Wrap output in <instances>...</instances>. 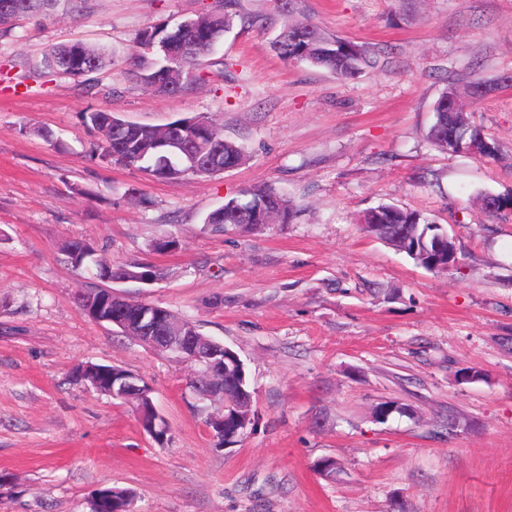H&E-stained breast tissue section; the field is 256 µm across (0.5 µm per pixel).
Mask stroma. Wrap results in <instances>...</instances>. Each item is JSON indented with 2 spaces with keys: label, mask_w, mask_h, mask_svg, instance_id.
I'll list each match as a JSON object with an SVG mask.
<instances>
[{
  "label": "stroma",
  "mask_w": 512,
  "mask_h": 512,
  "mask_svg": "<svg viewBox=\"0 0 512 512\" xmlns=\"http://www.w3.org/2000/svg\"><path fill=\"white\" fill-rule=\"evenodd\" d=\"M210 0H89L0 33V512H91L104 488L133 512H512V0H235L233 24L200 80L168 97L127 75L145 29ZM366 45L375 67L339 79L282 60L286 19ZM111 48L112 97L79 77L20 79L52 46ZM496 90L469 105L495 159L444 154L425 138L449 85ZM164 124L203 114L245 161L214 176L158 180L91 156L81 112ZM46 128L59 138L34 135ZM271 184L297 205L289 224L213 232L203 217ZM381 203L447 230V273L367 235ZM176 237L170 252L153 244ZM91 243L111 262L164 276L115 284L195 323L244 361L258 424L216 448L193 409L185 363L81 313L94 269L61 248ZM87 363L144 377L169 426L159 442L134 407L77 383ZM398 404L378 420L377 405ZM333 476L318 474L323 458Z\"/></svg>",
  "instance_id": "obj_1"
}]
</instances>
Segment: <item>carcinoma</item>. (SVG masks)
Listing matches in <instances>:
<instances>
[{"mask_svg":"<svg viewBox=\"0 0 512 512\" xmlns=\"http://www.w3.org/2000/svg\"><path fill=\"white\" fill-rule=\"evenodd\" d=\"M60 0H0V32L11 30L13 21L25 15L52 13ZM232 0H214L198 20L205 28L212 31H225L231 26L232 15L228 8ZM274 50L285 60L305 61L335 74L336 77L347 79L360 74L366 67H374L376 60L373 50L357 45L346 39L324 36L319 28L308 20L288 22L276 34L272 41ZM138 53L134 55V69L131 75L142 84L156 85V92L161 95L177 96L189 89L200 79L198 66L210 57L213 51L208 44L201 42L195 51L183 57L182 69L170 70V61L160 48H147L143 40L137 41ZM71 45L51 47L43 56V73L47 77L66 74L68 70L64 60L69 55ZM88 59V70L91 74L84 80L85 89L89 92L98 89V75L112 65V52L107 48L91 49L84 47ZM494 82L476 77L462 86H450L436 101L433 112L434 120L426 132V139L437 150L443 153H469L482 158H495L498 145L490 140L482 130L471 124L463 99L477 97V89L492 86ZM85 124L101 134V140L92 144L90 153L104 159L134 166L148 172L157 179H171L185 173L162 162L165 144L163 138L169 133V125H147L128 123L125 126H112V112L95 109L81 114ZM183 141L193 145L198 141L208 144L212 157L210 175L224 172V167L235 166L245 156L243 145L224 139L214 125L203 127V132H185ZM250 197L254 201L269 202L284 209L288 220H293L296 205L288 196L268 184L251 186L242 191L240 196L224 201V204L207 213L202 224L215 231L222 232L231 226L240 231L251 229L248 215L243 210L242 199ZM368 212L379 216L378 223L382 227L362 226L368 235L374 238L394 236L406 232L409 239L407 254L420 265L430 271L445 272L447 268L437 265L433 260L434 252L440 248L444 251L456 250L455 243L448 239V233L441 226L430 223L417 211L399 208L391 204H380L368 209ZM86 243L72 240L62 249L63 262L75 270L81 269L89 262L97 267L98 278L112 282V277L127 270L145 272L152 279L159 280L163 272L150 262H133L113 265L108 262L93 260L95 252L85 250ZM250 390L246 370L238 371V378L227 374L224 382L208 390V393L224 399L225 432L243 435L255 425V411L248 407V398L241 390ZM121 504L132 501V493L126 489H113V497L105 502L96 501L92 512H112V500Z\"/></svg>","mask_w":512,"mask_h":512,"instance_id":"carcinoma-1","label":"carcinoma"}]
</instances>
